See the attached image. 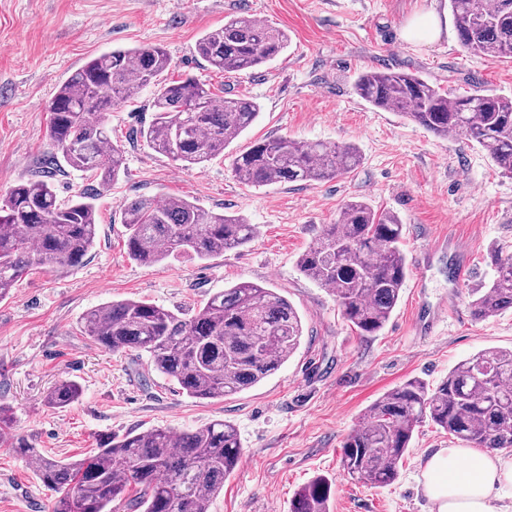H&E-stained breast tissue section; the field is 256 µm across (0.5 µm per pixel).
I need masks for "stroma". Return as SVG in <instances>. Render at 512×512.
Wrapping results in <instances>:
<instances>
[{"instance_id": "35a3bbf8", "label": "stroma", "mask_w": 512, "mask_h": 512, "mask_svg": "<svg viewBox=\"0 0 512 512\" xmlns=\"http://www.w3.org/2000/svg\"><path fill=\"white\" fill-rule=\"evenodd\" d=\"M442 8L443 0H0V198L48 151L46 106L59 86L103 52L162 46L171 60L168 79L191 74L260 107L223 155L191 169L140 137L152 119L151 91L113 110L111 137L125 152V171L97 202L93 247L75 267L28 271L0 301V404L10 407L15 434L74 460L93 454L102 436L225 420L235 426L243 456L210 512H288L294 493L319 475L333 481L330 512H432L418 477L430 451L458 447L447 432L421 426L398 481L384 488L351 481L340 453L366 407L386 391L409 378L437 385L470 354L512 348V309L477 321L468 306L469 288L492 274L491 252L512 253V177L465 136L437 137L353 90L360 72L390 68L416 72L452 95L481 87L512 96V59L466 52L453 18L443 20L437 42L403 39L411 18ZM237 15L286 31L287 50L251 71L213 70L196 44ZM279 137L352 144L362 161L329 181L239 183L232 157ZM141 196H179L242 214L257 235L205 261L180 254L137 264L127 256L122 211ZM353 200L394 212L404 225L408 278L375 336L358 335L335 295L296 267ZM439 238L446 249L429 252ZM462 255L472 266L466 284L456 276ZM242 281L286 297L304 333L281 370L231 397L188 398L152 370L147 354L108 352L82 333V316L105 302L142 299L189 314ZM433 311L442 317L428 333L419 320ZM64 380L80 385L79 401L48 407L47 391ZM52 503L28 463L0 447V512H50Z\"/></svg>"}]
</instances>
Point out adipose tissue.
Masks as SVG:
<instances>
[{
	"label": "adipose tissue",
	"instance_id": "adipose-tissue-1",
	"mask_svg": "<svg viewBox=\"0 0 512 512\" xmlns=\"http://www.w3.org/2000/svg\"><path fill=\"white\" fill-rule=\"evenodd\" d=\"M420 485L438 512H512L500 493L512 486V457L473 448H438L424 459Z\"/></svg>",
	"mask_w": 512,
	"mask_h": 512
}]
</instances>
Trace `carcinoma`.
<instances>
[{"label":"carcinoma","instance_id":"cac0c4a2","mask_svg":"<svg viewBox=\"0 0 512 512\" xmlns=\"http://www.w3.org/2000/svg\"><path fill=\"white\" fill-rule=\"evenodd\" d=\"M462 47L495 61L512 57V0H448ZM288 47L279 28L234 16L206 32L197 53L220 72L255 69ZM170 58L160 46L141 45L101 54L72 73L47 107L52 151L38 170L0 200V299L22 274L75 267L93 247L96 199L124 169V150L112 143L113 109L153 88L154 114L140 131L159 154L200 166L224 153L258 117V104L224 97L193 75L163 81ZM355 92L373 107L398 112L443 138L464 135L484 149L500 173L512 176V97L475 89L449 96L420 76L401 70L358 74ZM96 187L77 198H58L51 178L58 158ZM352 144L327 146L287 138L259 141L235 155L232 170L245 185L326 181L356 168ZM127 254L151 266L173 253L200 260L248 244L255 225L239 215L212 213L177 196L164 202L137 198L125 204ZM403 224L390 211L350 201L335 224L302 252L300 271L336 296L343 318L362 336L389 320L408 268L401 249ZM495 275L469 292L471 314L484 320L512 308V254L494 251ZM82 330L112 352L144 351L153 370L189 398L216 400L258 385L296 352L301 316L271 288L241 282L215 293L192 315L143 300L112 301L89 311ZM80 387L61 381L47 392L54 408L79 400ZM474 448H512V349L486 348L459 362L435 388L411 378L364 412L344 439L343 471L378 487L399 478L415 430L425 422ZM8 447L31 464L54 495L52 512H209L237 469L242 445L234 426L216 420L192 430L151 429L108 436L88 458L58 460L28 437ZM332 482L317 476L297 491L289 512H329Z\"/></svg>","mask_w":512,"mask_h":512}]
</instances>
